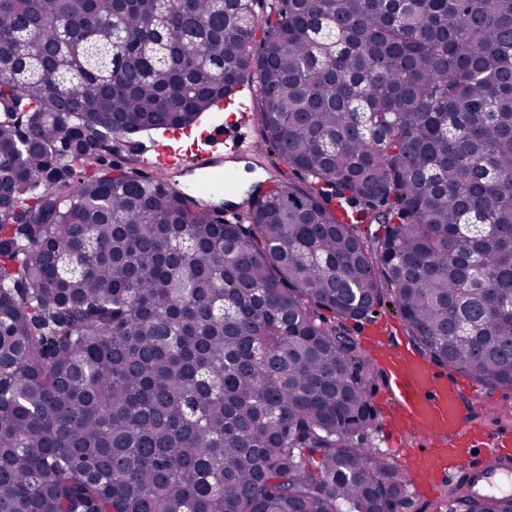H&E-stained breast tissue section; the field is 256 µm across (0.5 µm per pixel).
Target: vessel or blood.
<instances>
[{
	"mask_svg": "<svg viewBox=\"0 0 512 512\" xmlns=\"http://www.w3.org/2000/svg\"><path fill=\"white\" fill-rule=\"evenodd\" d=\"M242 121L203 131L190 151L154 144L146 166L164 178L179 175L184 167L201 173L183 186L190 194L211 186L212 201L224 203L228 214L242 210L235 195L239 173L235 161L263 167V160L238 136ZM387 397L396 457L409 486L416 489L450 487L459 499L512 496V430L476 428L467 422L468 410L458 381L431 367L421 358L393 350ZM411 435L425 437L424 446H408Z\"/></svg>",
	"mask_w": 512,
	"mask_h": 512,
	"instance_id": "b4317fda",
	"label": "vessel or blood"
}]
</instances>
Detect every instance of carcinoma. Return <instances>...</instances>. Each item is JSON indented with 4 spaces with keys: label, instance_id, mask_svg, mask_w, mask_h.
Segmentation results:
<instances>
[{
    "label": "carcinoma",
    "instance_id": "cac0c4a2",
    "mask_svg": "<svg viewBox=\"0 0 512 512\" xmlns=\"http://www.w3.org/2000/svg\"><path fill=\"white\" fill-rule=\"evenodd\" d=\"M255 2L0 0V512H400L349 326L386 304L512 388V0ZM260 21V144L306 187L226 224L85 173L193 126ZM144 130L145 128L143 127L127 128L122 136L124 139L121 141H114L116 151L114 155H112V159L122 165L124 170H126L128 166L127 162L130 161V159H137L138 153H140L145 147L150 146L151 142L167 141L165 140V136L167 134L158 133L156 131L141 132ZM135 133L138 134L131 136L129 139L125 138L128 135Z\"/></svg>",
    "mask_w": 512,
    "mask_h": 512
}]
</instances>
